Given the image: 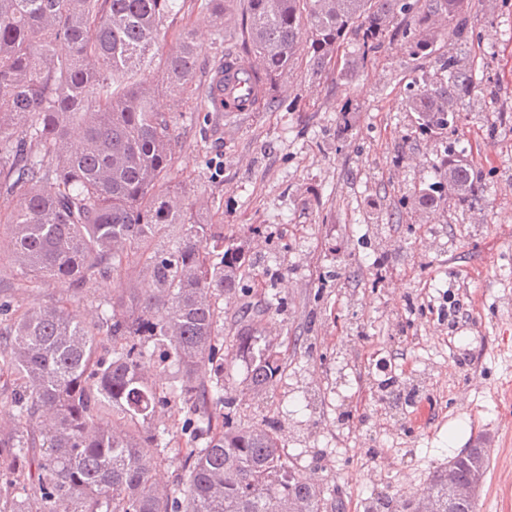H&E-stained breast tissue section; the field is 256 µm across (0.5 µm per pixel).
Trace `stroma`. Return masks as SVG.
Returning a JSON list of instances; mask_svg holds the SVG:
<instances>
[{
  "mask_svg": "<svg viewBox=\"0 0 512 512\" xmlns=\"http://www.w3.org/2000/svg\"><path fill=\"white\" fill-rule=\"evenodd\" d=\"M192 26L196 90L177 114L172 176L207 201L224 233L247 240L248 286L221 299L224 336L244 320L270 337L283 368L262 395L224 348V395L244 425L276 421L281 445L318 483L328 512L416 498L448 459L479 443L491 465L476 512H512V0L471 10L477 84L456 135L482 173L476 202L413 205L443 146L418 133L406 100L422 73L445 77L447 35L412 53L392 26L380 55L314 77L285 75L268 105L215 111L205 93L241 43L239 0L224 31Z\"/></svg>",
  "mask_w": 512,
  "mask_h": 512,
  "instance_id": "1",
  "label": "stroma"
}]
</instances>
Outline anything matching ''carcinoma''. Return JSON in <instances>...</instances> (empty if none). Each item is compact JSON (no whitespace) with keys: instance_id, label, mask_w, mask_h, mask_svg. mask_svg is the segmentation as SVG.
<instances>
[{"instance_id":"carcinoma-1","label":"carcinoma","mask_w":512,"mask_h":512,"mask_svg":"<svg viewBox=\"0 0 512 512\" xmlns=\"http://www.w3.org/2000/svg\"><path fill=\"white\" fill-rule=\"evenodd\" d=\"M473 0H242L245 56L264 90L303 58L318 75L347 36L356 66L380 53L399 15L414 13V54L434 44L433 17L448 36L472 40ZM224 24V0H195ZM175 0H0V230L21 287L57 283L81 293L100 277L119 287L92 320L76 318L70 295L39 307L0 301V382L16 415L0 427V512H324L320 487L288 465L271 427L244 426L222 411L224 377L206 378L221 359L218 297L250 281L244 247L203 216L170 177L177 146L173 113L193 94L198 46L181 31L162 50L161 27ZM474 69L448 57V83L417 85L406 107L421 133L454 124ZM478 177L453 142L439 180L415 196L434 207L445 189L460 202ZM261 337L243 327L233 346L248 358L256 394L281 369ZM180 373L159 390L153 352ZM179 402L188 434L185 474L175 492L159 482L158 455L143 448L169 432L165 409ZM428 486L441 512H474L475 500H448L440 472ZM368 512H412L376 498Z\"/></svg>"}]
</instances>
